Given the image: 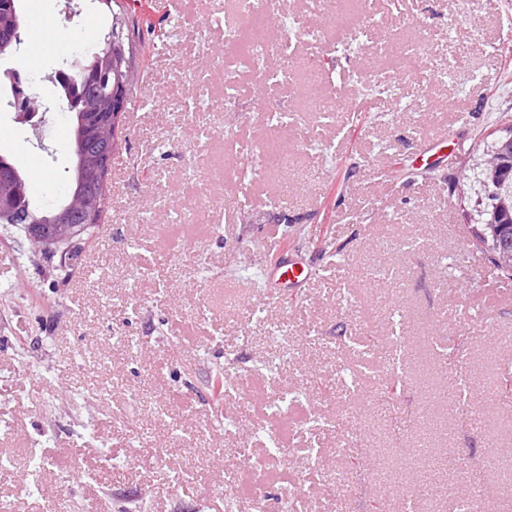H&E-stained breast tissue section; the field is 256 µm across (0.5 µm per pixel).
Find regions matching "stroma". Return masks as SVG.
<instances>
[{
    "label": "stroma",
    "mask_w": 512,
    "mask_h": 512,
    "mask_svg": "<svg viewBox=\"0 0 512 512\" xmlns=\"http://www.w3.org/2000/svg\"><path fill=\"white\" fill-rule=\"evenodd\" d=\"M21 0L19 51L45 56L33 75L39 129L0 106V153L30 169L48 209L70 191V116L45 77L62 52L98 48V0ZM369 11L376 43H418V66L352 47ZM145 43L136 101L124 114L105 219L82 260L35 253L0 224V503L12 512H448L460 485L512 504V398L494 395L512 361V293L485 301L489 264L469 226L472 169L512 128L500 48L512 0H276L266 28L291 40L325 82L272 85L249 75L231 107L195 111L196 75L219 84L218 58L238 24L227 0H136ZM318 40L302 37L304 27ZM390 95L375 93L380 81ZM336 104L311 109L313 96ZM435 143L433 156L422 148ZM252 173L229 172L233 158ZM210 205L204 224L189 196ZM313 277L297 299L268 293L265 245ZM391 294L405 340L381 311ZM233 386L215 422V367ZM358 391H331L336 372ZM398 373L394 397L384 382ZM367 457L348 469L349 458ZM421 493L409 497L412 486ZM297 498H290L291 490Z\"/></svg>",
    "instance_id": "obj_1"
}]
</instances>
